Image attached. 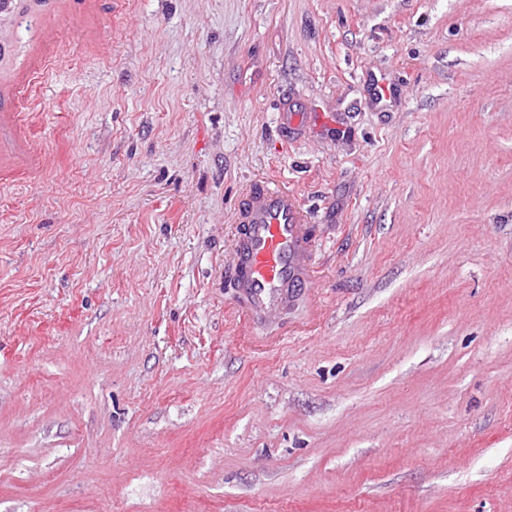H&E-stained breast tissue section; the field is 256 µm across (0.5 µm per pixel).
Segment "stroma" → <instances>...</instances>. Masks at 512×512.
<instances>
[{"mask_svg": "<svg viewBox=\"0 0 512 512\" xmlns=\"http://www.w3.org/2000/svg\"><path fill=\"white\" fill-rule=\"evenodd\" d=\"M263 180L285 328L226 286ZM0 512H512V0H17ZM309 225L298 197L286 188L257 183L241 200L229 278L234 306L250 321L287 312L297 290L312 284Z\"/></svg>", "mask_w": 512, "mask_h": 512, "instance_id": "stroma-1", "label": "stroma"}]
</instances>
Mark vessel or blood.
I'll list each match as a JSON object with an SVG mask.
<instances>
[{
	"instance_id": "1",
	"label": "vessel or blood",
	"mask_w": 512,
	"mask_h": 512,
	"mask_svg": "<svg viewBox=\"0 0 512 512\" xmlns=\"http://www.w3.org/2000/svg\"><path fill=\"white\" fill-rule=\"evenodd\" d=\"M312 248L298 197L266 182L252 185L238 207L229 272L235 308L253 322L287 311L297 290L312 283Z\"/></svg>"
}]
</instances>
